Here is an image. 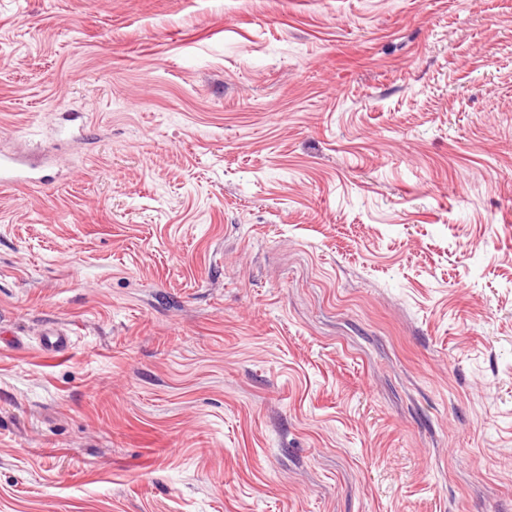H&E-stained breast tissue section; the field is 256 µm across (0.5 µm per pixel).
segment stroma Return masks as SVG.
<instances>
[{
    "label": "stroma",
    "mask_w": 512,
    "mask_h": 512,
    "mask_svg": "<svg viewBox=\"0 0 512 512\" xmlns=\"http://www.w3.org/2000/svg\"><path fill=\"white\" fill-rule=\"evenodd\" d=\"M1 153L0 512H512V0H0ZM70 335L56 328L45 329L40 338L42 349L50 354H61L70 345Z\"/></svg>",
    "instance_id": "stroma-1"
}]
</instances>
